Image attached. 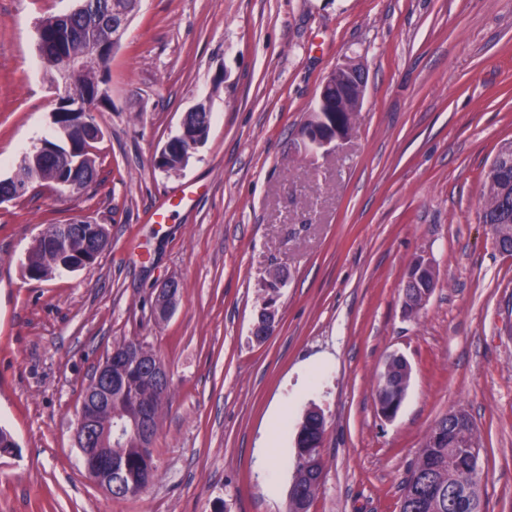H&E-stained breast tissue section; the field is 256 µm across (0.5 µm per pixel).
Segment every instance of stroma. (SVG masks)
<instances>
[{
  "mask_svg": "<svg viewBox=\"0 0 512 512\" xmlns=\"http://www.w3.org/2000/svg\"><path fill=\"white\" fill-rule=\"evenodd\" d=\"M74 0H0V179L54 135L56 96L34 30ZM367 74L350 137L300 150L322 83ZM97 181L0 206V512H286L294 435L326 419L310 512H399L422 442L472 417L486 512H512V256L478 219L484 173L512 141V0H141L110 65ZM211 129L187 165L153 159L198 103ZM192 185L191 201L175 192ZM165 206V223L151 214ZM83 214L93 265L34 280L36 237ZM436 270L405 313L412 263ZM277 323L251 334L271 297ZM174 280L178 305L154 313ZM129 338L166 364L157 472L119 500L87 476L74 421L89 378ZM411 377L393 420L375 398L392 355ZM179 300V287L174 281L161 283L156 292V315L158 318H167Z\"/></svg>",
  "mask_w": 512,
  "mask_h": 512,
  "instance_id": "stroma-1",
  "label": "stroma"
}]
</instances>
